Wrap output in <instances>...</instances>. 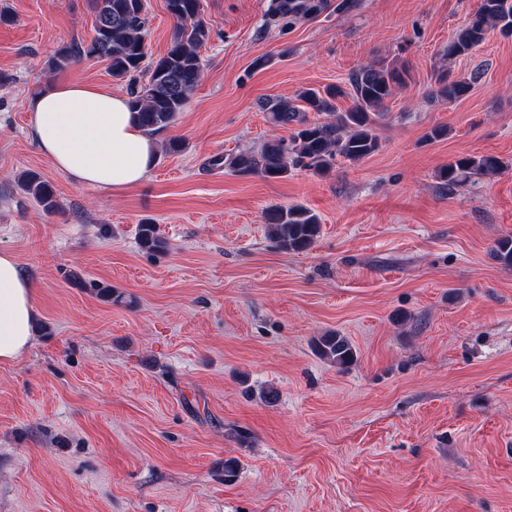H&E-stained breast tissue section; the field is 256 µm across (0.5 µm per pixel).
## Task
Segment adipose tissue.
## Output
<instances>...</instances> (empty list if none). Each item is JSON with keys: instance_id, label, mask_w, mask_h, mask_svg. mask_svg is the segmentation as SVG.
Here are the masks:
<instances>
[{"instance_id": "1", "label": "adipose tissue", "mask_w": 512, "mask_h": 512, "mask_svg": "<svg viewBox=\"0 0 512 512\" xmlns=\"http://www.w3.org/2000/svg\"><path fill=\"white\" fill-rule=\"evenodd\" d=\"M28 135L76 184L118 193L146 181L157 144L135 121L127 95L92 83L58 82L29 103ZM35 289L15 256L0 252V362L32 342Z\"/></svg>"}]
</instances>
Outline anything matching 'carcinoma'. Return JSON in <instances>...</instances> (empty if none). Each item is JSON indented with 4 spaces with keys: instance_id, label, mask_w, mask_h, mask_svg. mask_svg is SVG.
<instances>
[{
    "instance_id": "carcinoma-1",
    "label": "carcinoma",
    "mask_w": 512,
    "mask_h": 512,
    "mask_svg": "<svg viewBox=\"0 0 512 512\" xmlns=\"http://www.w3.org/2000/svg\"><path fill=\"white\" fill-rule=\"evenodd\" d=\"M176 21L167 53L146 62L145 37L149 23L147 0H94V36L90 41H74L59 48L52 68L63 70L83 60L104 59L112 77L125 83L133 116L150 135L167 129L182 112L188 98L198 87L202 75L200 48L209 38V28L201 17L200 0H166ZM324 0H277L274 10L290 17L323 11ZM499 29L512 36V0H482L479 9L448 41L443 56H463L480 45L487 31ZM405 68L392 64H368L350 78L351 91L329 86L322 91L306 89L297 100L274 97L263 104L272 124L291 128L289 139L267 142L260 152L241 151L216 157L212 165L239 175L258 174L264 178H286L291 170L303 168L325 173L342 158L357 163L380 148L377 134L386 102L395 89L406 84ZM478 75L438 76L433 97L455 101L466 96ZM350 97L352 106L337 111L336 100ZM331 116L328 121H310L307 113ZM504 162L493 155L462 156L442 166L437 178L449 186H458L480 175H493ZM19 188L43 211L54 212L57 199L53 185L35 171L18 176ZM268 235L276 247L286 252L308 250L320 233L318 216L304 206L272 207L265 213ZM138 245L147 254L166 248L157 224L146 219L137 226ZM494 257L503 266L512 267V236L495 242ZM317 353L340 368L357 360V352L348 337L329 332L319 337Z\"/></svg>"
}]
</instances>
